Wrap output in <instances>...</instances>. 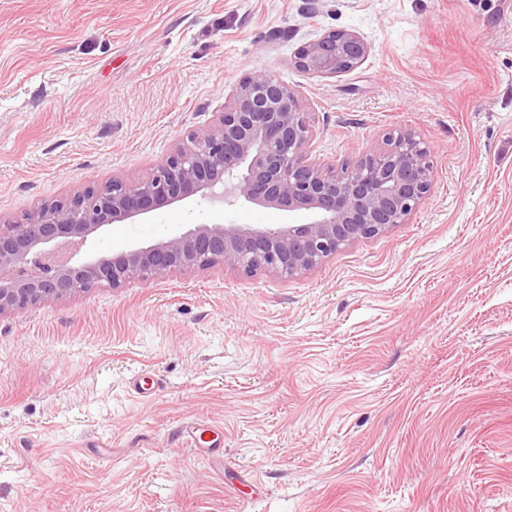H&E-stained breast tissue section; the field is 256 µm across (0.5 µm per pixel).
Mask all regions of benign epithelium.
I'll use <instances>...</instances> for the list:
<instances>
[{
    "label": "benign epithelium",
    "mask_w": 512,
    "mask_h": 512,
    "mask_svg": "<svg viewBox=\"0 0 512 512\" xmlns=\"http://www.w3.org/2000/svg\"><path fill=\"white\" fill-rule=\"evenodd\" d=\"M368 56L352 30L329 31L301 46L294 65L317 76L357 68ZM314 133L299 92L255 73L225 97L215 122L179 140L144 178L94 183L49 200L22 220L0 224V316L105 286L121 288L222 259L246 275L293 277L361 239L408 223L430 193L429 149L412 129L385 136L355 166L311 158ZM198 196L213 205L240 200L295 212L303 224L250 227L196 224L150 246L105 255L52 257L84 247L103 227Z\"/></svg>",
    "instance_id": "obj_1"
}]
</instances>
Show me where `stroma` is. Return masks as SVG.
<instances>
[{
	"label": "stroma",
	"mask_w": 512,
	"mask_h": 512,
	"mask_svg": "<svg viewBox=\"0 0 512 512\" xmlns=\"http://www.w3.org/2000/svg\"><path fill=\"white\" fill-rule=\"evenodd\" d=\"M335 29L357 69L293 66ZM261 70L320 161L413 129L429 195L294 278L218 262L0 316V512H512V0H0V217L137 181ZM304 220L192 200L91 247ZM187 435L191 445L201 454L224 464V433L210 427H193Z\"/></svg>",
	"instance_id": "35a3bbf8"
}]
</instances>
